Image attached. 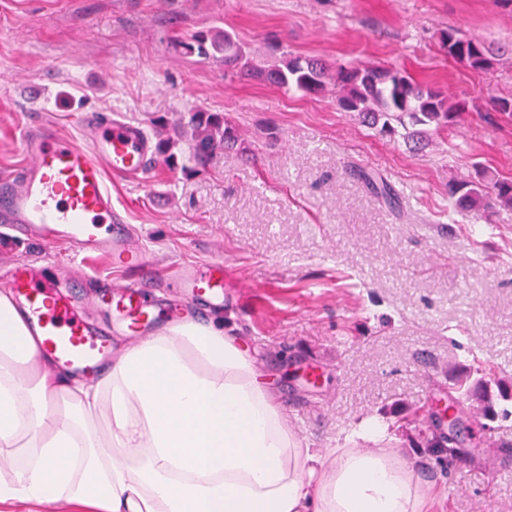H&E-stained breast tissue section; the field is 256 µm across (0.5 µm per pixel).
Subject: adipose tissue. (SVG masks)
Returning a JSON list of instances; mask_svg holds the SVG:
<instances>
[{"label": "adipose tissue", "mask_w": 512, "mask_h": 512, "mask_svg": "<svg viewBox=\"0 0 512 512\" xmlns=\"http://www.w3.org/2000/svg\"><path fill=\"white\" fill-rule=\"evenodd\" d=\"M372 417L327 461L298 447L222 325L178 323L73 376L0 290V508L64 512H420L400 448Z\"/></svg>", "instance_id": "obj_1"}]
</instances>
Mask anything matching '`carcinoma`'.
<instances>
[{
    "mask_svg": "<svg viewBox=\"0 0 512 512\" xmlns=\"http://www.w3.org/2000/svg\"><path fill=\"white\" fill-rule=\"evenodd\" d=\"M439 42L448 56L473 70H485L495 60L491 45L455 30L441 31ZM175 47L187 55L224 64L226 73L261 79L305 96L323 93L327 79L332 77L336 82V103L342 110L356 113L362 123L379 129L383 135L402 134L417 148L424 146L428 128H448L465 109V102L448 100L434 88L416 82L403 68L337 61L330 64L288 52L262 67L253 62L231 33L221 30L195 32L176 40ZM174 134L176 139L160 144V152L169 153L178 140L187 146L189 158L197 164L206 163L221 150L254 155L238 128L218 112L195 109ZM357 173L385 203L395 204V194L387 183L377 181L366 171L359 169ZM448 203L456 210L473 212L487 220L496 206L512 205V180L494 179L477 166L468 178L448 182Z\"/></svg>",
    "mask_w": 512,
    "mask_h": 512,
    "instance_id": "1",
    "label": "carcinoma"
}]
</instances>
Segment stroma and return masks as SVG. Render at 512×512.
Instances as JSON below:
<instances>
[{
    "instance_id": "stroma-1",
    "label": "stroma",
    "mask_w": 512,
    "mask_h": 512,
    "mask_svg": "<svg viewBox=\"0 0 512 512\" xmlns=\"http://www.w3.org/2000/svg\"><path fill=\"white\" fill-rule=\"evenodd\" d=\"M217 27L255 64L268 44L327 62L407 69L469 107L414 152L338 109L180 53L176 38ZM455 29L500 46L475 71L442 50ZM512 0H0V176L27 161L20 127L45 122L80 139L79 114L116 115L152 142L203 107L235 124L255 156L216 153L192 170L156 155L144 180L109 177L140 247L139 268L92 256L47 262L0 224V279L20 261L77 287L106 320V286L137 281L180 304V268L224 261L226 331L247 349L297 443L328 452L376 416L388 447L417 460L424 512H512V416L491 421L458 458L436 447L426 405L475 361L496 367L488 399L512 393V206L490 220L448 207V181L481 165L512 178ZM277 128L275 145L263 143ZM377 172L398 196L358 177ZM84 277H76L77 268Z\"/></svg>"
}]
</instances>
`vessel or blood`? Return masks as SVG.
<instances>
[{
	"label": "vessel or blood",
	"instance_id": "b4317fda",
	"mask_svg": "<svg viewBox=\"0 0 512 512\" xmlns=\"http://www.w3.org/2000/svg\"><path fill=\"white\" fill-rule=\"evenodd\" d=\"M87 139L80 145L47 124L24 127L19 143L26 165L0 179V224L11 225L19 237L45 247L68 245L75 253L101 256L122 265L138 258L130 244L125 218L112 204L107 176L143 179L152 158L151 140L140 126L112 117L84 115ZM4 284L40 329L43 345L64 367L96 376L112 356L111 326L87 322L78 293L38 277L26 263L15 264ZM178 285L198 314L224 302V263L181 269ZM107 312L134 332L156 325L165 310L141 287L127 284L107 290Z\"/></svg>",
	"mask_w": 512,
	"mask_h": 512
}]
</instances>
